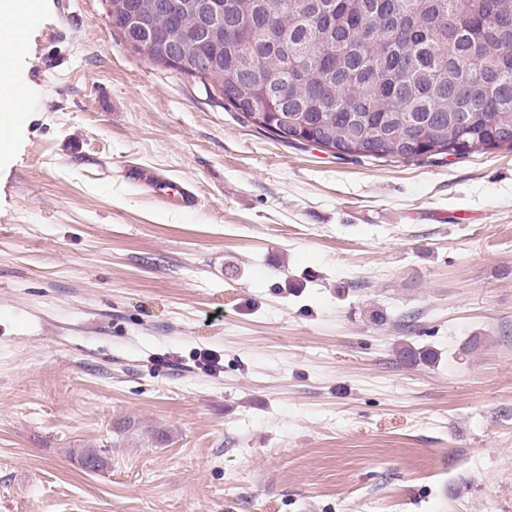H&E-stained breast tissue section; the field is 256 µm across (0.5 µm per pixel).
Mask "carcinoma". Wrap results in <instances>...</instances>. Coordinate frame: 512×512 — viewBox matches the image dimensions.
<instances>
[{
	"label": "carcinoma",
	"mask_w": 512,
	"mask_h": 512,
	"mask_svg": "<svg viewBox=\"0 0 512 512\" xmlns=\"http://www.w3.org/2000/svg\"><path fill=\"white\" fill-rule=\"evenodd\" d=\"M512 0H224V26L251 37L208 45L211 78L237 90L224 105L253 115L251 100L269 97L257 128L292 144L288 116L302 143L336 148V157L420 161L464 141L471 154L512 149ZM170 25L150 14L130 39L153 45ZM288 82V99L269 95ZM336 88L330 103L311 84ZM459 84L472 97L458 98ZM467 122L458 124L459 116ZM409 363L436 361L431 349H399Z\"/></svg>",
	"instance_id": "carcinoma-1"
}]
</instances>
